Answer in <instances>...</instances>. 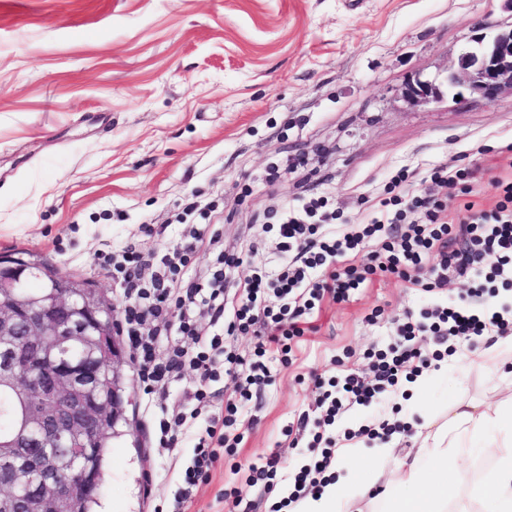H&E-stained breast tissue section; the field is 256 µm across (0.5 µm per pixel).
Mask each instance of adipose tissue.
<instances>
[{
    "mask_svg": "<svg viewBox=\"0 0 512 512\" xmlns=\"http://www.w3.org/2000/svg\"><path fill=\"white\" fill-rule=\"evenodd\" d=\"M427 433L414 456L397 459L394 482L398 494L384 497L385 512H447L448 496L464 481L461 470L448 466L459 449L475 448L494 458L492 476L475 485L476 499L492 502L496 512H512V399L476 405L454 402L450 411L431 416ZM383 447L339 449L336 480L321 495L299 500L293 512H349L350 491H370L382 476L372 460L388 456Z\"/></svg>",
    "mask_w": 512,
    "mask_h": 512,
    "instance_id": "ef3b65f1",
    "label": "adipose tissue"
}]
</instances>
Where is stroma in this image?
<instances>
[{"label":"stroma","mask_w":512,"mask_h":512,"mask_svg":"<svg viewBox=\"0 0 512 512\" xmlns=\"http://www.w3.org/2000/svg\"><path fill=\"white\" fill-rule=\"evenodd\" d=\"M512 28V0H0V256L32 254L54 272L87 281L124 306V288L103 265L127 247L176 245V217L195 200L217 225L224 251L245 265L278 263L268 213L321 197L361 223L376 214L390 178L414 174L456 219L462 200L489 211L512 180V96L413 105L401 97L433 79L479 35ZM475 172L466 198L429 182L432 168ZM449 276L437 291L375 280L348 301L324 297L314 329L290 364L240 415L231 462L201 483L188 512H238L270 494L248 467L277 456L282 473L308 463L316 374L368 376L367 354L387 347L407 313L465 296ZM377 322H370L371 313ZM497 332L461 345L417 398L387 393L339 414L329 434L347 442L355 422L395 423L435 414L454 400L484 404L512 395V364L494 373L469 362ZM130 424L114 439L102 474L111 512H165L176 489L169 458L150 455L147 397L129 379ZM468 483L450 512H479L471 487L491 458L461 449Z\"/></svg>","instance_id":"stroma-1"}]
</instances>
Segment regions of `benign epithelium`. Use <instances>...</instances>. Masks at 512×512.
Wrapping results in <instances>:
<instances>
[{
	"instance_id": "benign-epithelium-1",
	"label": "benign epithelium",
	"mask_w": 512,
	"mask_h": 512,
	"mask_svg": "<svg viewBox=\"0 0 512 512\" xmlns=\"http://www.w3.org/2000/svg\"><path fill=\"white\" fill-rule=\"evenodd\" d=\"M446 68L442 84L417 79L402 90L410 103L440 99L441 86L460 102L494 103L512 91V29L491 37L482 35ZM21 273L0 258V384L21 392L24 423L7 448L0 451V512H12L14 501L4 494L21 475L35 477L29 489V512H73L74 488L89 494L100 488L98 473L86 466L74 480L61 478L67 462L50 454L30 451L31 433L46 448L72 438L94 444L107 421H117L125 408L123 396L112 389V402L102 396L97 366L80 368L62 361L67 345L84 343L85 332L69 322L75 308L66 293L30 299L18 292ZM122 326L112 319L100 328L91 345L95 357L112 355V364L128 363L120 341Z\"/></svg>"
}]
</instances>
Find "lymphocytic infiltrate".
I'll return each instance as SVG.
<instances>
[{"label": "lymphocytic infiltrate", "mask_w": 512, "mask_h": 512, "mask_svg": "<svg viewBox=\"0 0 512 512\" xmlns=\"http://www.w3.org/2000/svg\"><path fill=\"white\" fill-rule=\"evenodd\" d=\"M409 174L399 171L390 181L387 197L378 201L377 217L366 224L337 223L322 199L313 198L295 210L272 216L281 261L276 266L241 276L233 288L225 282L241 264L240 257L219 250V230L202 234L192 228L172 256L163 257L162 272L143 282L151 255L126 249L113 263L112 276L124 287L123 331L138 378L151 397L150 428L158 448L180 456L183 436L195 433L193 457L177 474L178 488L170 512H185L201 482L241 440L235 425L256 389L269 383L273 357L288 361L294 338L303 336L309 318L324 294L349 299L367 281L396 277L410 282L428 274L425 291L442 287L449 275L470 283L469 298L482 297L485 284L501 281L512 288V181L501 186L494 209L475 211L463 205L459 224L448 221L444 205L429 195L405 196ZM464 228L465 250L446 252L439 245ZM208 239L216 246L215 259L204 282L180 281L197 243ZM209 315L215 330L201 334L200 315ZM512 326L507 313L480 315L461 305L436 309L432 319L400 325L387 348L369 352L372 380L350 374L343 380L316 378L325 413L321 420L301 416L298 428L308 431L313 464L294 473L286 497L272 502L267 512H290L301 497L315 494L325 483L334 450L325 435L345 406L367 404L404 379H412L431 361L451 356L458 344L473 342L488 329ZM434 334L438 351L426 353L415 342L422 333ZM238 333L254 337V346L242 355L226 349L225 337ZM195 371L199 382L187 394L198 407L211 408L206 427L193 431L186 414L168 406L170 387L185 371ZM239 381L235 396L221 399L215 385L223 373Z\"/></svg>", "instance_id": "lymphocytic-infiltrate-1"}]
</instances>
